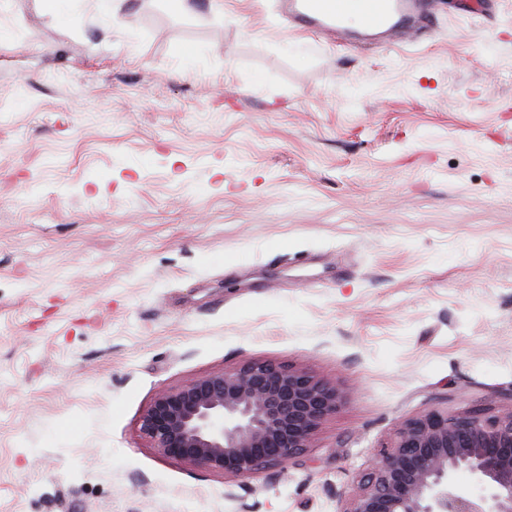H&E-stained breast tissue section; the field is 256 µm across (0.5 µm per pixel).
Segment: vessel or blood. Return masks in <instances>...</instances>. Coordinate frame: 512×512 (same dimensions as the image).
<instances>
[{
	"label": "vessel or blood",
	"mask_w": 512,
	"mask_h": 512,
	"mask_svg": "<svg viewBox=\"0 0 512 512\" xmlns=\"http://www.w3.org/2000/svg\"><path fill=\"white\" fill-rule=\"evenodd\" d=\"M290 27L341 41L401 42L429 35L432 0H279Z\"/></svg>",
	"instance_id": "obj_1"
}]
</instances>
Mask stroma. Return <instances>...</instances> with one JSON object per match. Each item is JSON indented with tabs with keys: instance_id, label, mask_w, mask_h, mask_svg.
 <instances>
[{
	"instance_id": "35a3bbf8",
	"label": "stroma",
	"mask_w": 512,
	"mask_h": 512,
	"mask_svg": "<svg viewBox=\"0 0 512 512\" xmlns=\"http://www.w3.org/2000/svg\"><path fill=\"white\" fill-rule=\"evenodd\" d=\"M196 2L0 0V512H344L405 420L512 413V0L352 49ZM253 360L342 393L299 458L143 437Z\"/></svg>"
}]
</instances>
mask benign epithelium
Listing matches in <instances>:
<instances>
[{"label":"benign epithelium","mask_w":512,"mask_h":512,"mask_svg":"<svg viewBox=\"0 0 512 512\" xmlns=\"http://www.w3.org/2000/svg\"><path fill=\"white\" fill-rule=\"evenodd\" d=\"M341 403L332 383L251 362L158 392L140 430L162 455L237 481L296 458ZM461 469L474 476L479 492L456 484ZM342 512H512V413L477 407L407 420Z\"/></svg>","instance_id":"7a95c632"}]
</instances>
